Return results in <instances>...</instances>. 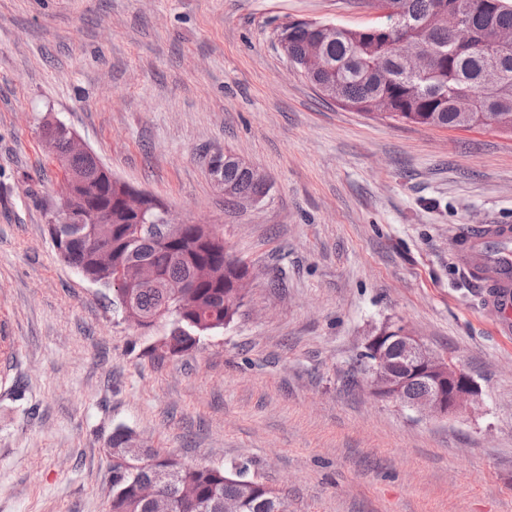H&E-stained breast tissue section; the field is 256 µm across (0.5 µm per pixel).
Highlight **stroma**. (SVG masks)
Here are the masks:
<instances>
[{
    "mask_svg": "<svg viewBox=\"0 0 512 512\" xmlns=\"http://www.w3.org/2000/svg\"><path fill=\"white\" fill-rule=\"evenodd\" d=\"M369 0H0V512H111L119 427L190 465L251 462L288 512H512V336L457 245L512 224V134L375 118L326 99L278 44ZM70 127L115 177L246 262L234 321L175 358L67 264L41 141ZM260 168L224 204L209 162ZM389 322L461 366L477 401L431 417L374 394Z\"/></svg>",
    "mask_w": 512,
    "mask_h": 512,
    "instance_id": "35a3bbf8",
    "label": "stroma"
}]
</instances>
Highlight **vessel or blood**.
<instances>
[{
	"mask_svg": "<svg viewBox=\"0 0 512 512\" xmlns=\"http://www.w3.org/2000/svg\"><path fill=\"white\" fill-rule=\"evenodd\" d=\"M463 262L476 276L486 305L501 319L497 331L512 334V225L487 224L466 233L460 242Z\"/></svg>",
	"mask_w": 512,
	"mask_h": 512,
	"instance_id": "b4317fda",
	"label": "vessel or blood"
}]
</instances>
